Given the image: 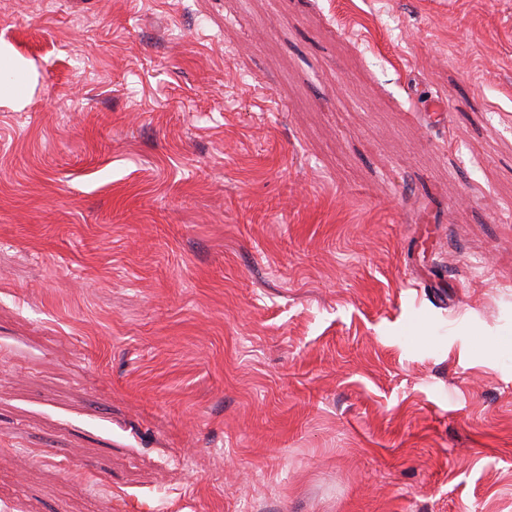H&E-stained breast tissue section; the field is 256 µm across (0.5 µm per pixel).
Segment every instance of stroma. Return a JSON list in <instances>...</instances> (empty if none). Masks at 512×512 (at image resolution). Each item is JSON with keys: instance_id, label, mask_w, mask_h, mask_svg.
I'll use <instances>...</instances> for the list:
<instances>
[{"instance_id": "35a3bbf8", "label": "stroma", "mask_w": 512, "mask_h": 512, "mask_svg": "<svg viewBox=\"0 0 512 512\" xmlns=\"http://www.w3.org/2000/svg\"><path fill=\"white\" fill-rule=\"evenodd\" d=\"M0 42V512H512V0ZM31 84L26 62L7 47L0 45V104L8 102L16 107L24 105Z\"/></svg>"}]
</instances>
